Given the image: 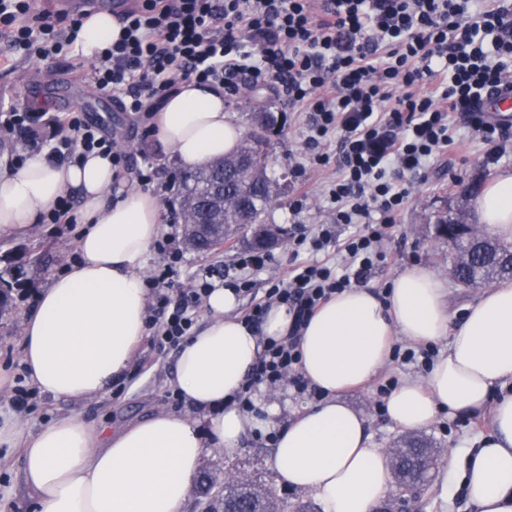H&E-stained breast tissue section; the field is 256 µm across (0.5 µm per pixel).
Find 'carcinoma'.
I'll list each match as a JSON object with an SVG mask.
<instances>
[{"label":"carcinoma","mask_w":512,"mask_h":512,"mask_svg":"<svg viewBox=\"0 0 512 512\" xmlns=\"http://www.w3.org/2000/svg\"><path fill=\"white\" fill-rule=\"evenodd\" d=\"M276 126L274 116L266 113L265 123L253 126L237 150L224 155V169L206 164L183 175L176 192L179 215L186 216L189 224L197 219L208 220L203 204L212 187L221 181L228 201L225 224L244 227L264 223L268 207L285 193V189L267 174L271 133ZM451 251L452 271L464 288H482L512 280V243L472 231L454 239ZM28 265L29 261L21 255L0 269V313L12 307L13 290L28 281ZM397 447L404 452L394 460V465L409 483L421 476L423 462L437 453L431 442L415 436L404 438ZM220 501L230 504L234 512H278L264 490L247 482L225 484Z\"/></svg>","instance_id":"1"}]
</instances>
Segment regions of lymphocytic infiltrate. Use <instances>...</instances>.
<instances>
[{"instance_id": "f902f5d3", "label": "lymphocytic infiltrate", "mask_w": 512, "mask_h": 512, "mask_svg": "<svg viewBox=\"0 0 512 512\" xmlns=\"http://www.w3.org/2000/svg\"><path fill=\"white\" fill-rule=\"evenodd\" d=\"M118 38L91 69H72L96 89L122 98L130 112L152 111L186 82L222 87L237 97L242 87L279 86L289 107L305 114V147L315 171L332 167L325 186L332 218L289 235L293 254L307 252L244 317L262 323L275 304L288 305L294 321L287 338L268 340L238 402L253 409L260 385L286 381L309 386L299 371L301 328L333 294L387 265L381 249L388 229L406 207L412 179L454 154L456 115H463L497 160L512 122L495 119L484 102L512 90V0H133L117 16ZM81 17L56 26L35 12L32 0H0V35L11 48L45 59L73 50ZM51 158L73 162L96 152L122 167L124 152L85 112L57 115ZM340 141L337 155L326 145ZM351 229L339 239V226ZM337 248L339 263L320 260ZM177 271L156 274L149 327L164 350L191 335L211 284L174 289Z\"/></svg>"}]
</instances>
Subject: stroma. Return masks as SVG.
I'll return each instance as SVG.
<instances>
[{"mask_svg":"<svg viewBox=\"0 0 512 512\" xmlns=\"http://www.w3.org/2000/svg\"><path fill=\"white\" fill-rule=\"evenodd\" d=\"M0 51L12 55L10 66L0 68V107L37 106V93L48 90L54 83L73 79L72 56L31 59L24 52L11 51L7 40L1 37ZM255 98L260 101L258 108L275 113L283 122V132L275 140L268 174L276 181L287 180L288 191L269 210L266 222L284 230L292 224H305L312 228L325 223L328 219V203L322 186H314L301 210L293 208L300 183L296 166L309 161L302 117L297 111L287 108L273 91H255ZM96 120L102 124L104 133L114 137L127 152L125 176L138 178L145 165H152L153 179L149 188L167 201L163 209L161 244L151 247L145 275H153L164 264L174 261L180 271V283L187 287L205 271L236 268L238 256L246 248L242 236H235L206 254L184 247V226L176 216L178 206L172 188L182 166L173 150L163 145L155 133L150 132L147 120L133 119L109 95L104 96L102 110ZM455 132L469 141L468 152L437 163L416 179L407 206L398 216L395 228L388 232L382 242L383 250L391 256L392 261L388 267L377 270L366 280L367 286L380 289L387 287L407 269L416 266L430 268L447 279L448 304L454 311L472 301L477 292L448 280L451 251L446 241L437 237L435 225L439 217L451 216L460 210L465 211L467 223H475V200L463 197L462 186L475 183L482 187L497 172L512 170V137L502 142L497 162L490 163L485 159L484 146L478 133L465 121L456 122ZM82 230L83 226L79 223H40L27 235L0 236V261L17 258L24 253L44 254L51 259L48 269L33 272L25 287L15 290L11 310L0 314V367L11 370L14 376L22 374V320L33 305L34 293L76 258L77 241ZM176 356V349L170 348L160 353L151 347L149 341H142L136 349L128 375L114 384L103 397L76 404L37 395L25 417L26 425L28 429L34 430L53 418L76 416L115 429L157 410H181L182 404L176 400L172 388ZM347 399L365 413L377 447H394L401 432L393 426L385 411L379 410L380 396L376 383L348 394ZM423 434L445 456L460 448L475 447L480 439L491 436V417L486 414L453 421L442 419L424 429ZM271 459V437L250 435L243 439L240 448L233 454L227 455L221 451L209 453L204 459L203 469L211 475L219 488L231 477H246L257 486L271 490L286 512H294L296 505L309 501L310 496L282 484L273 470ZM414 512H476V509L469 503L458 479L452 477L445 480L433 476L418 496Z\"/></svg>","mask_w":512,"mask_h":512,"instance_id":"1","label":"stroma"}]
</instances>
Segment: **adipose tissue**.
Segmentation results:
<instances>
[{
  "label": "adipose tissue",
  "instance_id": "1",
  "mask_svg": "<svg viewBox=\"0 0 512 512\" xmlns=\"http://www.w3.org/2000/svg\"><path fill=\"white\" fill-rule=\"evenodd\" d=\"M108 13L86 18L78 46L94 58L115 38ZM157 136L188 168L237 148L243 131L225 110L221 88L186 82L151 118ZM110 159L80 163L32 155L0 167V235L26 233L68 193L86 224L79 258L36 294L22 321L20 365L39 392L82 403L106 394L130 369L147 332L151 291L143 276L160 236L158 197L122 179ZM480 223L512 241V171H500L476 200ZM237 298L216 287L207 316L180 346L174 388L183 412H159L108 432L75 416L26 430L21 410L0 411V460H19L34 512H183L207 451L234 453L244 437L274 438L279 480L311 494L322 512H375L390 488V462L366 416L345 399L385 366L396 337L417 343L449 338L425 379H404L386 399L390 421L414 432L443 418L490 414L481 448L449 455L478 512H512V283L482 291L453 321L445 283L431 269L399 274L383 293L359 286L322 302L302 327L300 370L320 395L279 423L282 409L264 390L254 408L236 396L261 350V338L287 337L293 317L272 305L260 332L236 315Z\"/></svg>",
  "mask_w": 512,
  "mask_h": 512
}]
</instances>
